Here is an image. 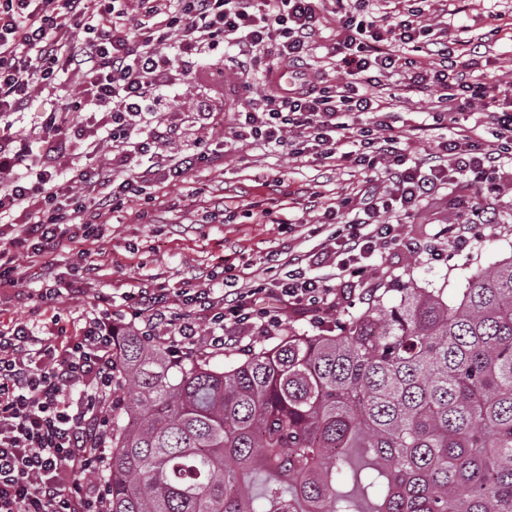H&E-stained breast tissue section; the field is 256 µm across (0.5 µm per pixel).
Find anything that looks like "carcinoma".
<instances>
[{"instance_id":"carcinoma-1","label":"carcinoma","mask_w":512,"mask_h":512,"mask_svg":"<svg viewBox=\"0 0 512 512\" xmlns=\"http://www.w3.org/2000/svg\"><path fill=\"white\" fill-rule=\"evenodd\" d=\"M223 369L118 340L111 512H512V257Z\"/></svg>"}]
</instances>
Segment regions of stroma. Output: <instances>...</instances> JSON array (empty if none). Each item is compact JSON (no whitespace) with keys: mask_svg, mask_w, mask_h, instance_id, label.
<instances>
[{"mask_svg":"<svg viewBox=\"0 0 512 512\" xmlns=\"http://www.w3.org/2000/svg\"><path fill=\"white\" fill-rule=\"evenodd\" d=\"M449 37L463 64H476L487 82H512V0H465L463 12L450 17ZM231 61V52L219 47L195 67L190 86L178 87L171 95V112L165 125L198 126V102L215 110L237 111L261 92L257 77L241 79ZM434 93L390 100L399 125L410 129L402 147L410 160L423 162L440 140L433 129ZM224 162L200 169L177 185L151 188L157 202L149 223L143 224L130 209L112 212L108 232L101 241L88 242L89 251L105 249L111 260L98 277L89 280L83 294L68 292L66 285L83 264L78 252L63 251L54 259L59 299L55 307L38 304L40 283L22 282L16 288H0V326L24 322L42 336L74 333L79 315L97 308L100 297L120 296L140 279L171 292L194 287L199 275L220 276L225 264H244L263 269L271 266L283 247L307 255L310 274L322 268L320 223L325 205L340 202L365 186L368 173L358 167L335 169L320 163H296L285 151L252 141H228ZM499 190L489 201L495 221L482 237L465 250H448L435 257L410 253L395 247L369 262L368 281L336 286L333 308L322 315L289 313L282 331L265 338L257 326L234 328L238 342L223 352L210 355L212 364L222 366L244 358L247 350L272 347L292 335L335 331L366 308L371 294L383 295L385 304L399 299L398 290L412 284L440 289L455 297L466 288L480 267L512 256V164L503 163L497 176ZM322 201L311 204L312 193ZM469 189L460 184L440 189L403 220V236L428 246L444 234L455 219L457 204ZM280 200L283 223L268 224L251 213L255 202Z\"/></svg>","mask_w":512,"mask_h":512,"instance_id":"35a3bbf8","label":"stroma"}]
</instances>
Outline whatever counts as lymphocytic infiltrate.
Here are the masks:
<instances>
[{
	"instance_id": "f902f5d3",
	"label": "lymphocytic infiltrate",
	"mask_w": 512,
	"mask_h": 512,
	"mask_svg": "<svg viewBox=\"0 0 512 512\" xmlns=\"http://www.w3.org/2000/svg\"><path fill=\"white\" fill-rule=\"evenodd\" d=\"M326 0H0V220L18 224L0 244V288L20 282L18 255L45 281L38 296L52 306L57 294L54 256L104 236L113 210L136 209L147 217L142 196L151 183L185 181L201 165L219 161L212 140L198 136L192 148L177 145L172 128L149 126L169 108L164 90L174 80L190 84L193 60L218 45L234 49L241 75L265 74L262 96L227 123L236 140L285 149L297 161L351 163L371 171L359 193L363 215L336 228L323 252L343 256L312 276L305 259L284 249L287 273L264 283L239 272L234 297L212 286L176 295L138 282L121 307L87 314L72 335L58 340L24 325L0 329V512H111L107 468L112 407L118 404L119 368L112 331L124 318L138 321L145 338L176 356L223 351L226 329L251 321L265 332L280 330L284 310L320 312L329 307L332 282H346L367 268L375 254L393 246L418 252L392 213L409 217L440 187L467 183L474 193L459 222L449 225L453 248H466L487 222L484 187L502 160L512 161V109L495 108L482 76L459 70L447 27L435 26L423 7L406 0H344L338 9L340 37L328 55L342 74L330 85L308 58L325 18ZM83 31L75 40L74 31ZM430 40L432 63L406 56ZM295 72L291 86L277 80ZM73 75L74 96L58 94V76ZM397 76L403 92L437 88L439 117L477 103L492 129L460 124L431 155L427 166L408 165L401 148L407 133L395 129L374 93L383 76ZM46 94L38 135L45 159L71 147L75 161L66 177L41 169L35 180L25 137L12 117L26 111L34 89ZM103 114L105 139L79 133L66 120L72 112ZM108 146V161L86 156ZM273 296L274 309L255 308L257 295Z\"/></svg>"
}]
</instances>
